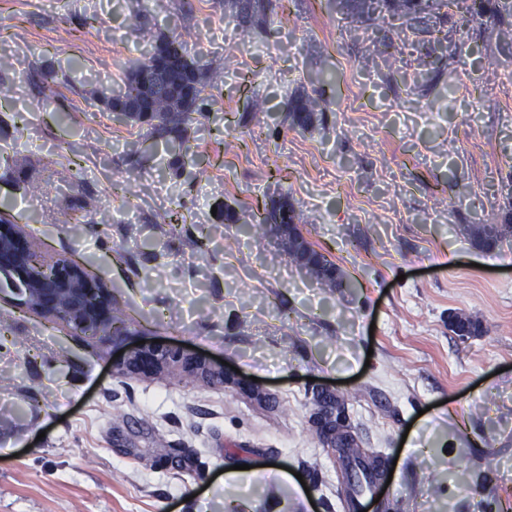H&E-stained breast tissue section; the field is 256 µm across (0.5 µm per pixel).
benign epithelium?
I'll return each mask as SVG.
<instances>
[{
  "label": "benign epithelium",
  "mask_w": 512,
  "mask_h": 512,
  "mask_svg": "<svg viewBox=\"0 0 512 512\" xmlns=\"http://www.w3.org/2000/svg\"><path fill=\"white\" fill-rule=\"evenodd\" d=\"M155 54L159 66L138 75L137 90L112 109L113 119L121 121L129 115L149 119L147 104L156 97H169L182 109L197 104L196 76L168 64L164 53L157 50ZM290 216L285 198L273 200L266 209L265 221L275 227L274 238L285 249L288 238L296 234ZM0 274L16 290L27 309L59 319L77 333L123 344L124 353L114 364V369L122 375L152 377L178 367L200 381L234 382L224 366L200 355L185 353L171 345L127 344L126 339L133 331L127 323L115 319L108 286L89 276L74 260L46 261L22 229L3 220H0ZM330 399L336 400V391L327 387L317 390L315 431L326 448L336 447V436L346 432L343 410L329 408L326 401Z\"/></svg>",
  "instance_id": "7a95c632"
}]
</instances>
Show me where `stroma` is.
I'll use <instances>...</instances> for the list:
<instances>
[{
  "label": "stroma",
  "instance_id": "stroma-1",
  "mask_svg": "<svg viewBox=\"0 0 512 512\" xmlns=\"http://www.w3.org/2000/svg\"><path fill=\"white\" fill-rule=\"evenodd\" d=\"M493 23L512 14L0 0V218L103 280L137 340L239 370L118 374V346L20 308L0 278V512H341L359 454L391 472L390 512H512V239L486 253L464 232L512 209V38ZM174 33L213 96L180 151L103 101L144 36ZM302 95L320 103L306 130L288 117ZM281 196L343 287L249 232ZM452 311L483 333L457 336ZM328 384L357 448L314 432Z\"/></svg>",
  "mask_w": 512,
  "mask_h": 512
}]
</instances>
